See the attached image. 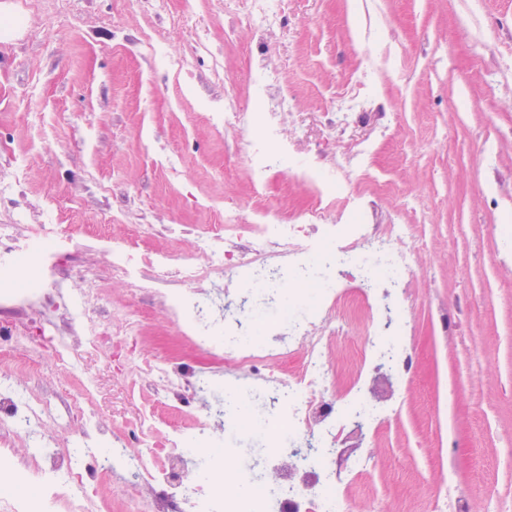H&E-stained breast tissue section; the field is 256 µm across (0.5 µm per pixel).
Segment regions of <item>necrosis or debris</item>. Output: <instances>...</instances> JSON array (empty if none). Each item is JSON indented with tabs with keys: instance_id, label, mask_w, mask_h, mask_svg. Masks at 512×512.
I'll return each mask as SVG.
<instances>
[{
	"instance_id": "4bbe7bcc",
	"label": "necrosis or debris",
	"mask_w": 512,
	"mask_h": 512,
	"mask_svg": "<svg viewBox=\"0 0 512 512\" xmlns=\"http://www.w3.org/2000/svg\"><path fill=\"white\" fill-rule=\"evenodd\" d=\"M256 112L228 110L225 128H258L242 146L254 189L251 214L224 212L199 224L201 257L144 249L161 224L129 225L112 241V289L66 287L61 256L81 251L57 225H0V512H346L345 480L373 470L366 432L398 410L397 387L415 376L406 307L419 257L418 224H377L375 202L320 158L298 163L315 188L297 224L267 204L271 171L296 148L281 130L288 98L262 64L250 71ZM346 92L326 126L345 164L372 145L348 127L390 113ZM368 322L358 370L336 392V347L347 344L346 308ZM284 307L253 337L261 311ZM161 316L182 350H149ZM110 363L124 404L104 419L91 404L98 384L89 356ZM68 367L75 392L36 390L44 360ZM264 430L258 461L239 445Z\"/></svg>"
}]
</instances>
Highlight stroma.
Here are the masks:
<instances>
[{
	"mask_svg": "<svg viewBox=\"0 0 512 512\" xmlns=\"http://www.w3.org/2000/svg\"><path fill=\"white\" fill-rule=\"evenodd\" d=\"M0 0V224H220L251 180L224 107L254 109L251 61L287 93L285 132L317 149L339 93L370 72L385 135L351 169L380 224L424 225L408 316L417 361L404 404L373 433L379 460L347 489L351 512H431L432 486L481 506L512 497V0H288L265 30L224 0ZM389 60H367V31ZM314 192L291 166L268 204L297 220ZM452 327L441 332L440 313Z\"/></svg>",
	"mask_w": 512,
	"mask_h": 512,
	"instance_id": "stroma-1",
	"label": "stroma"
}]
</instances>
